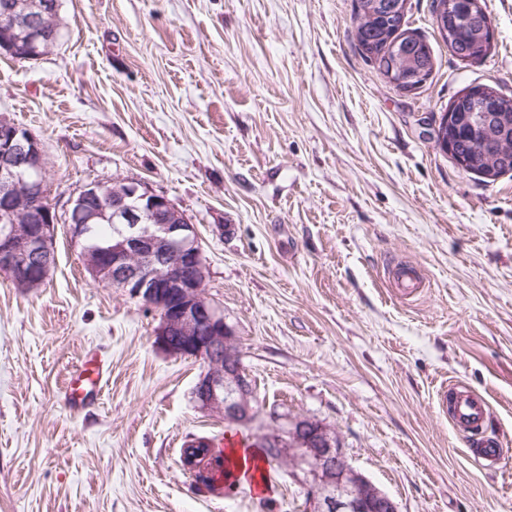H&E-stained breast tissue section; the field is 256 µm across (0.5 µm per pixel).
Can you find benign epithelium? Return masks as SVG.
<instances>
[{
    "instance_id": "obj_1",
    "label": "benign epithelium",
    "mask_w": 512,
    "mask_h": 512,
    "mask_svg": "<svg viewBox=\"0 0 512 512\" xmlns=\"http://www.w3.org/2000/svg\"><path fill=\"white\" fill-rule=\"evenodd\" d=\"M407 3L393 6L395 33L390 52L406 48L402 33ZM488 21L480 0H448V18L459 12ZM51 0H0V53L40 56L55 35ZM428 68L401 78L382 68V78L411 93L428 80ZM41 143L27 130L0 116V273L18 288L41 286L52 267L59 217L44 179ZM71 236L104 221L121 227L105 249L83 253L92 279L122 289L157 309L156 343L169 353L207 365L194 390L201 407L224 419L248 424L256 414L250 381L241 368L233 331L204 296L205 264L194 225L164 194L135 181L93 182L74 193L66 209ZM278 458L294 461L303 473L307 512H367L370 503L390 499L347 461L336 436L321 424L300 419L284 432L262 439Z\"/></svg>"
}]
</instances>
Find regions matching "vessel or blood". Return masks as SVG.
Segmentation results:
<instances>
[{
  "instance_id": "vessel-or-blood-1",
  "label": "vessel or blood",
  "mask_w": 512,
  "mask_h": 512,
  "mask_svg": "<svg viewBox=\"0 0 512 512\" xmlns=\"http://www.w3.org/2000/svg\"><path fill=\"white\" fill-rule=\"evenodd\" d=\"M106 381L105 363L97 353H86L65 387V400L69 408L79 409L87 399L99 395ZM437 409L441 415L447 416L454 430L470 439L469 456L475 463L481 465L498 460L500 448L497 441L482 434L488 416V405L484 398L457 382L441 388Z\"/></svg>"
}]
</instances>
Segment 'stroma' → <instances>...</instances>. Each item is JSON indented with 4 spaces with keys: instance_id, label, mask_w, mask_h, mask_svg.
I'll use <instances>...</instances> for the list:
<instances>
[{
    "instance_id": "35a3bbf8",
    "label": "stroma",
    "mask_w": 512,
    "mask_h": 512,
    "mask_svg": "<svg viewBox=\"0 0 512 512\" xmlns=\"http://www.w3.org/2000/svg\"><path fill=\"white\" fill-rule=\"evenodd\" d=\"M433 72L391 86L354 40L353 0H59V41L0 55V114L42 144L57 212L85 184L140 181L198 233L204 292L257 400L248 425L203 409L202 361L157 348V311L94 282L67 224L24 291L0 274V512H306L289 461L266 489H197L193 436L248 443L321 422L399 512H512V174L459 170L432 136L471 85L512 94V0H484L490 52L462 61L408 0ZM407 263L422 294L388 279ZM109 379L79 412L85 351ZM490 406L496 466L436 409L442 380Z\"/></svg>"
}]
</instances>
